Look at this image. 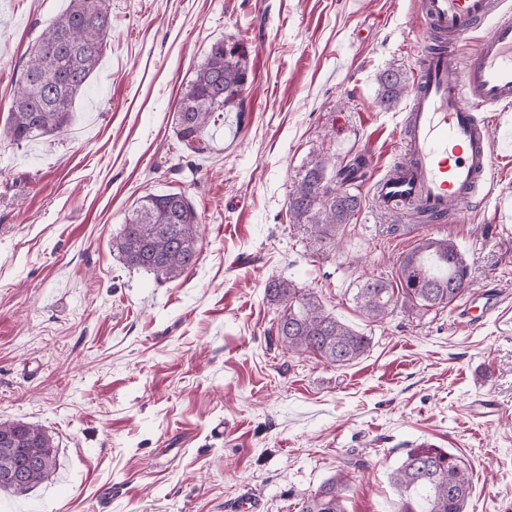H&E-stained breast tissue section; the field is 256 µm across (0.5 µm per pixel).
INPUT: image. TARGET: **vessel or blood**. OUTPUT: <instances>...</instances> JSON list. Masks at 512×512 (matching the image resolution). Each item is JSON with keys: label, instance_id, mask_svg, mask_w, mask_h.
<instances>
[{"label": "vessel or blood", "instance_id": "1", "mask_svg": "<svg viewBox=\"0 0 512 512\" xmlns=\"http://www.w3.org/2000/svg\"><path fill=\"white\" fill-rule=\"evenodd\" d=\"M500 7L499 0H421L430 34L450 41L417 59L402 123L404 159L372 179L380 211L398 217L419 211L427 223L446 224L486 192L500 150L493 115L512 110V15ZM483 25L487 33L461 56L465 40ZM498 302L486 289L468 296L459 313L471 320L476 307L488 311Z\"/></svg>", "mask_w": 512, "mask_h": 512}]
</instances>
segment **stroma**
Here are the masks:
<instances>
[{
  "mask_svg": "<svg viewBox=\"0 0 512 512\" xmlns=\"http://www.w3.org/2000/svg\"><path fill=\"white\" fill-rule=\"evenodd\" d=\"M69 0H0V423L50 434L57 468L0 512H299L344 472L347 512H394L410 448L461 457L466 512H512V148L486 199L433 229L455 242L471 290L502 303L479 323L456 305L395 306L371 321L358 285L396 279L409 221L371 186L339 245L312 249L289 220L304 165L400 158L409 96L380 104L387 69L415 81L420 0H112L103 60L66 135L15 144L8 110L30 47ZM247 51L244 109L178 143L174 101L210 46ZM180 191L199 260L159 280L110 242L149 193ZM271 278L315 292L371 336L342 367L279 345ZM493 401V415L470 412Z\"/></svg>",
  "mask_w": 512,
  "mask_h": 512,
  "instance_id": "1",
  "label": "stroma"
}]
</instances>
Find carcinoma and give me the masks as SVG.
<instances>
[{
  "label": "carcinoma",
  "mask_w": 512,
  "mask_h": 512,
  "mask_svg": "<svg viewBox=\"0 0 512 512\" xmlns=\"http://www.w3.org/2000/svg\"><path fill=\"white\" fill-rule=\"evenodd\" d=\"M111 29V0H70L41 33L9 108L6 135L12 142L67 133L72 105L100 65ZM248 76L242 45L230 40L214 43L179 92L174 107L179 143L195 152L206 150L205 134L215 116L242 111ZM377 82L381 104L392 108L405 92L403 77L385 70ZM327 165L325 160L310 162L288 197L290 221L310 225L311 244L318 250L336 244L340 229L361 210V197L345 189L360 161L331 177ZM198 231V215L184 194H148L112 236V251L131 268L160 280L176 279L197 261ZM396 265L398 283L370 277L357 288L355 299L373 321L388 314L397 288L410 303L431 309L446 307L469 287L467 266L449 239L423 238L398 257ZM264 294L275 306L273 325L285 349L309 351L336 366L348 365L369 350L371 337L326 312L314 293L277 278L266 283ZM5 433L13 444L8 450L0 447V491L24 495L54 473L56 446L45 430L27 422L0 423V434ZM391 482L399 495L395 512H464L470 494L464 462L442 448L410 449L391 473ZM346 484L340 473L324 481L302 512H346Z\"/></svg>",
  "instance_id": "carcinoma-1"
}]
</instances>
